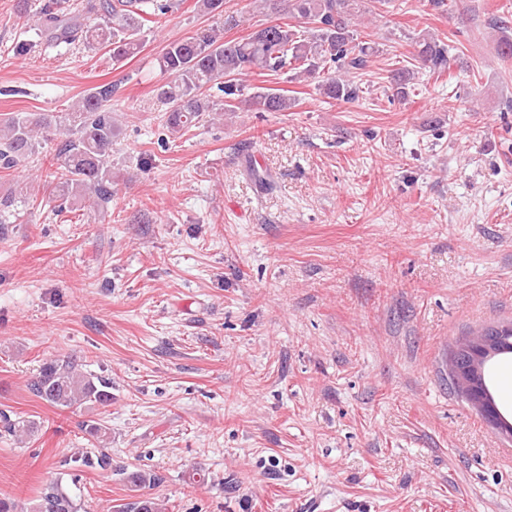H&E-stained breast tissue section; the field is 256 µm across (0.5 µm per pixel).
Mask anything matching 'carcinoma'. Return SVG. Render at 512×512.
Returning a JSON list of instances; mask_svg holds the SVG:
<instances>
[{"mask_svg": "<svg viewBox=\"0 0 512 512\" xmlns=\"http://www.w3.org/2000/svg\"><path fill=\"white\" fill-rule=\"evenodd\" d=\"M273 13L284 12L304 25L295 30L287 24H270L240 40L221 37L220 28L235 26L234 16L224 17V0H196L200 12L222 19L220 26L199 28L190 35L169 43L160 58V67L172 80L156 89L157 99L166 105L167 124L174 131L188 129L201 112L210 107L234 111V101L243 95L239 76L246 72H293L309 77L324 75L318 85L329 99L355 102L360 86L335 72L354 74L367 66L374 47L358 40L353 29L352 6L356 0H262ZM175 6V0H93L90 11L100 15L101 23L84 26L68 16L58 0H42L35 16L47 36L57 43H68L81 37L88 45L112 47V63L118 64L139 52L144 23L154 22ZM497 32L496 48L503 58L512 57V26L509 20L494 16L489 21ZM416 58L431 71L448 70L451 48L448 44L424 35L415 41ZM412 75L408 69L391 72L385 93L392 100L405 101L412 91ZM218 91L224 99L219 104L211 99ZM115 87L100 84L82 97L69 113L66 138L57 145L61 161L55 198L92 199L94 216L104 218L112 208V97ZM260 112H286L292 102L273 89L256 91L251 96ZM52 125L45 115L19 112L0 122V169L18 166L35 151L37 136ZM112 384L86 375L72 358L45 362L30 390L50 405L66 409L76 405L104 404L112 400ZM4 431L12 436L28 434L35 422L13 420L0 415ZM160 481L150 472L133 470L126 474L131 490ZM165 504L154 497L141 496L115 506L114 512H164ZM30 512H80V505L60 484L44 486L33 500Z\"/></svg>", "mask_w": 512, "mask_h": 512, "instance_id": "carcinoma-1", "label": "carcinoma"}]
</instances>
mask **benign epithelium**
Segmentation results:
<instances>
[{"label": "benign epithelium", "mask_w": 512, "mask_h": 512, "mask_svg": "<svg viewBox=\"0 0 512 512\" xmlns=\"http://www.w3.org/2000/svg\"><path fill=\"white\" fill-rule=\"evenodd\" d=\"M501 337L482 333L463 340L448 358L450 378L467 402L474 407L492 429L512 442V422L499 410L485 380V365L503 349Z\"/></svg>", "instance_id": "7a95c632"}]
</instances>
